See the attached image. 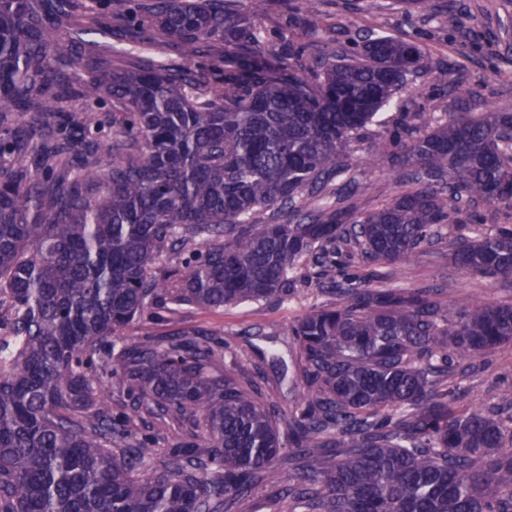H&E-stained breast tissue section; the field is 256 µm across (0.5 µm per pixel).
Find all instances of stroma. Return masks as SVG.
Wrapping results in <instances>:
<instances>
[{"mask_svg":"<svg viewBox=\"0 0 512 512\" xmlns=\"http://www.w3.org/2000/svg\"><path fill=\"white\" fill-rule=\"evenodd\" d=\"M454 4L455 27H448L446 4ZM230 10L244 12L264 30L274 48L290 51L291 61L303 68L314 63L315 42L331 44L337 56L351 50L368 27L419 44L431 62L429 71L409 75L396 102L404 104L410 121L419 128L438 125L446 113L459 109L473 114L489 110L512 112V40L504 33L503 21L512 16V0H429L425 10L406 15L395 0H315L314 8L329 27L310 35L304 24V0H227ZM148 49H138L122 37H102V44L119 50L118 67L133 69L137 60L162 61L171 68L184 65L160 29L150 33ZM501 73L498 82L488 83L489 68ZM459 81L468 92L466 106L448 93L449 80ZM350 177L357 188L346 192L344 177L329 181L322 194L340 206L369 213L385 206L403 190L394 177L392 163L370 157L366 144L351 151ZM454 226L442 229V237L415 261L393 267V288H444L449 301L489 304L512 302V279L489 278L453 267L448 261L449 245L455 240ZM336 295L323 281L300 274L295 296L284 304L242 303L224 308L186 307L172 313L145 315L127 329L129 337L165 336L173 332L199 331L219 334L234 354L226 366L238 376L259 375L264 398L280 413L291 412L305 391L300 378V356L291 328L307 312L335 303ZM475 369L460 380L461 402L486 409L502 394L512 392V343L501 345L474 358Z\"/></svg>","mask_w":512,"mask_h":512,"instance_id":"35a3bbf8","label":"stroma"}]
</instances>
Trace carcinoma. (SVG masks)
Listing matches in <instances>:
<instances>
[{
	"mask_svg": "<svg viewBox=\"0 0 512 512\" xmlns=\"http://www.w3.org/2000/svg\"><path fill=\"white\" fill-rule=\"evenodd\" d=\"M96 2L0 0V125L34 114L0 136V512H240L274 462L302 512H512V398L463 409L456 382L460 362L512 342V303L452 315L446 290L386 288L377 269L453 223L475 234L458 237L456 267L512 277V113L405 120L370 150L425 183L368 214L304 212L297 201L346 171L407 76L430 68L422 48L369 30L347 62L321 50L310 76L285 57L247 75L239 62L259 61L264 36L224 0ZM116 15L129 35L160 28L187 60L222 43L213 61L234 69L203 90L188 66L129 72L74 52L59 64L84 107L63 111L49 52L65 30L78 45L113 34ZM107 102L122 119L102 153L93 112ZM475 203L503 222L481 231ZM356 259L366 268L347 273ZM311 269L340 272V301L292 326L306 393L287 416L254 378L220 371L213 333L123 336L170 305L286 303ZM112 381L128 401L96 395ZM169 418L207 446L147 469Z\"/></svg>",
	"mask_w": 512,
	"mask_h": 512,
	"instance_id": "1",
	"label": "carcinoma"
}]
</instances>
